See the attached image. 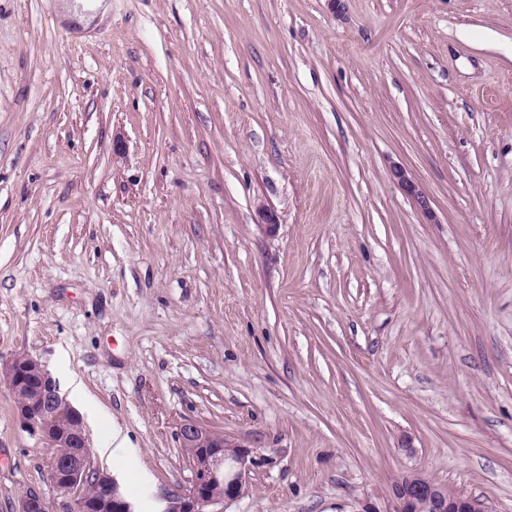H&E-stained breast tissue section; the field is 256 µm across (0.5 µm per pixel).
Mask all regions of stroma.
Returning a JSON list of instances; mask_svg holds the SVG:
<instances>
[{"label":"stroma","instance_id":"1","mask_svg":"<svg viewBox=\"0 0 512 512\" xmlns=\"http://www.w3.org/2000/svg\"><path fill=\"white\" fill-rule=\"evenodd\" d=\"M108 2L0 0V362L83 384L134 512L187 419L257 460L224 512H512V0ZM51 453L0 380V512ZM487 512L479 498L450 496L432 479L420 474L406 476L394 484L390 505L385 512Z\"/></svg>","mask_w":512,"mask_h":512}]
</instances>
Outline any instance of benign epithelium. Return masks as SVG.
I'll return each instance as SVG.
<instances>
[{
    "mask_svg": "<svg viewBox=\"0 0 512 512\" xmlns=\"http://www.w3.org/2000/svg\"><path fill=\"white\" fill-rule=\"evenodd\" d=\"M394 176L408 196L428 209L418 185L403 169H394ZM0 378L8 382L23 426L55 449L49 475L57 496L48 498L40 491L29 490L21 497L17 512H133L131 504L115 492L110 497L83 492L92 478L98 485L111 484L113 479L86 451L90 444L83 418L67 404L56 380L41 362L28 355L15 356L0 364ZM177 436L192 477L183 493L163 496V512H224V506L243 491L253 463L250 451L193 420L182 423ZM59 448L70 452L60 454ZM424 507L427 512H487L482 500L450 496L441 485L420 473L394 484L387 510L366 504L361 512H421Z\"/></svg>",
    "mask_w": 512,
    "mask_h": 512,
    "instance_id": "7a95c632",
    "label": "benign epithelium"
}]
</instances>
